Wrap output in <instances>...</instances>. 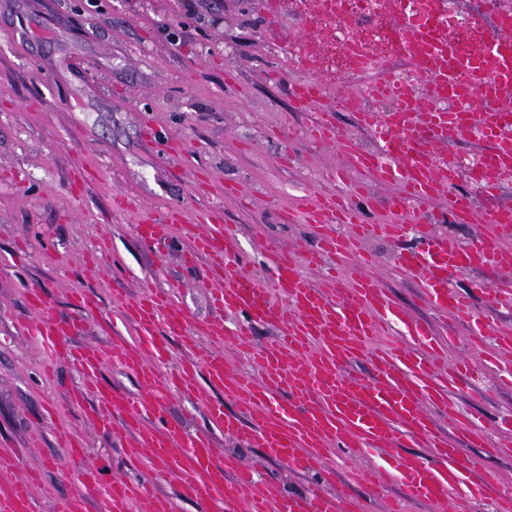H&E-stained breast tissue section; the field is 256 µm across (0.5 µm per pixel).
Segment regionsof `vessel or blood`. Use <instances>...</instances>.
Masks as SVG:
<instances>
[{
    "instance_id": "obj_1",
    "label": "vessel or blood",
    "mask_w": 512,
    "mask_h": 512,
    "mask_svg": "<svg viewBox=\"0 0 512 512\" xmlns=\"http://www.w3.org/2000/svg\"><path fill=\"white\" fill-rule=\"evenodd\" d=\"M424 4L420 17H396L392 35L402 55L416 67L429 109H419L401 80L378 79L347 97L359 122L373 130L377 150L364 151L348 141L343 147L369 181L391 187L384 206L395 217L413 214L415 207L427 206L442 195L449 213L467 222L472 218L471 203L452 191L456 169L427 163L422 139L428 136L449 147L457 132L466 128L489 143L472 182L483 195L495 194L496 170L512 165V140L501 137L503 126L512 122V42L494 27L482 43L458 44L442 33L440 21L445 13L440 0H424ZM462 73L477 77L483 91L481 108L470 107V88L458 81ZM366 98H392L399 107L376 114L363 107ZM368 202L367 191L359 184L347 198L319 194L299 213L308 224L350 227L349 234L326 235L307 255L309 266L331 259L337 268L347 270V277L336 283L332 301L299 272L294 256L279 247L262 253L263 269L283 293L282 298L272 297L254 277L238 270L228 252L221 213L206 212L183 255L185 266L206 259L219 282L211 295L214 306L227 313L245 312L253 323L276 324V340L255 348L249 329L228 334L223 319L217 317L198 325L195 335H187V321L174 301L172 284L147 285L135 297L121 301L120 314L132 326L134 338L106 349L66 351V359L84 379L69 402L79 406L87 395H95L97 417L111 433L141 434L152 475L140 481L107 479L106 459L87 461L83 446L70 434L60 433L69 459L82 465L80 489L58 500L52 512H88L89 503L103 489L108 492L107 512H174L172 501L156 483L157 477L168 474L176 476L201 512H212L217 505L224 512H362L350 494L360 482L368 483L376 495L398 486L403 498L433 503L437 512H446L452 491L467 500L492 499L496 512H512V493L501 491L497 473H485L475 484L467 481L468 461L430 416L436 409L449 427L464 426L447 389L462 378L466 362L448 364L445 352L433 348L427 324L401 320L380 285L355 272L371 261L360 247L362 241L395 238L404 229L397 220L362 221L360 214ZM183 221L182 211L168 208L143 216L137 233L145 243L158 245ZM480 221L487 231L468 248L439 240L429 225H418V249L399 260L402 270L419 273L420 286L432 306L457 321H474L478 315L466 296L452 290L453 274L478 262L512 267V211L489 208ZM28 302L34 316L22 323V332L57 351L64 338L77 331L75 319L55 317L41 289H30ZM198 335L209 340L210 350L202 354L192 350L174 371L162 374L158 363L167 350L165 337L181 336L191 344ZM227 338L249 359L253 374L226 371L222 343ZM359 359L370 365L372 381L347 375V367ZM108 363L133 375L139 393L102 380L100 372ZM200 374L225 399L235 401L238 415L225 413L223 401L203 400L196 382ZM172 391L203 401L212 424L241 445L260 446L267 458L293 470H315L325 481H341L340 493L329 498L315 487L306 498L280 497L256 478L255 466L219 462L209 436L171 424L164 398ZM467 429L471 439L484 436L480 427ZM405 438L431 448L432 459L390 457L389 449ZM344 450L357 457L383 456L384 466L379 470L353 467L344 478H337L333 458ZM35 481L30 473L0 490V512H34Z\"/></svg>"
}]
</instances>
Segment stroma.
<instances>
[{
	"mask_svg": "<svg viewBox=\"0 0 512 512\" xmlns=\"http://www.w3.org/2000/svg\"><path fill=\"white\" fill-rule=\"evenodd\" d=\"M193 7L190 15L178 0H0V448L22 463L18 469L0 465V484L35 470L40 512L79 489L80 467L59 445L60 430L80 441L89 458L107 457L113 477L141 479L149 464L135 437H112L90 404H68L82 376L66 362L47 364L37 339L20 331L31 315L28 290L42 289L60 317L74 315L75 291L97 294L98 310L83 313L85 328L66 339L69 347L132 338L119 322V299L145 284L186 281L176 302L188 324L214 318L209 292L215 280L205 263L189 270L181 259L199 230L197 213L221 212L231 256L263 278L259 258L266 246L299 258L315 238L344 230L281 217L311 194L332 190L328 170L346 169L347 191L360 179L338 143L310 137L313 121L330 112L340 137L364 150L374 146L371 130L342 99L368 78H339L342 63L329 28L315 16L314 0H193ZM301 42L319 55L317 78L326 94L310 108L301 107L298 95L308 75L296 52ZM166 136L178 142V153L165 149ZM485 147L461 131L452 148L435 149L455 163L453 189L470 195L477 214L491 204L512 208V175L499 176L491 200L476 193L469 178L472 160ZM228 184L242 187L245 198L225 195ZM119 191L135 194L143 207L183 209L189 221L170 244L150 247L136 232L141 209L113 210ZM443 206L438 199L419 210L416 223H431L435 237L462 246L482 236L479 221L439 220ZM103 235L112 241V256L95 280H84L77 268L92 258ZM417 247L410 233L369 241L364 249L374 263L360 272L387 291L402 317L450 338L449 361L470 362L469 377L450 394L486 438L472 441L458 431L451 438L472 464L470 482L493 471L512 492V389L497 383L512 369V351L496 343L512 336V288L506 285L512 276L478 263L451 279L492 322L479 343L474 325L433 309L417 276L400 270V255ZM490 288L500 291L493 306L486 299ZM166 408L188 431L210 434L219 459L256 463L257 475L274 491L301 496L317 480L213 430L203 405L173 394Z\"/></svg>",
	"mask_w": 512,
	"mask_h": 512,
	"instance_id": "stroma-1",
	"label": "stroma"
}]
</instances>
